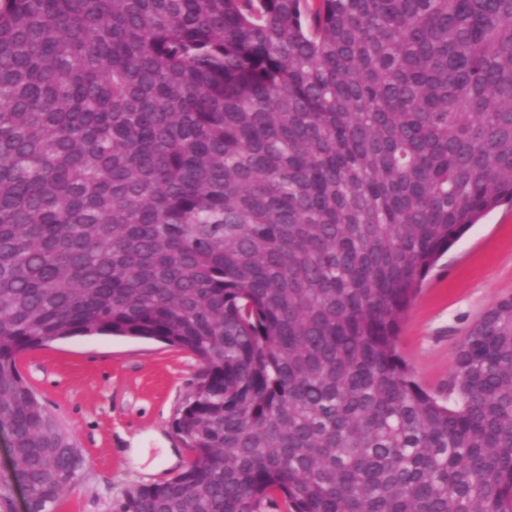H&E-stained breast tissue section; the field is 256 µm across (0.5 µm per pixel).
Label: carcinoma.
Returning <instances> with one entry per match:
<instances>
[{"label": "carcinoma", "instance_id": "1", "mask_svg": "<svg viewBox=\"0 0 512 512\" xmlns=\"http://www.w3.org/2000/svg\"><path fill=\"white\" fill-rule=\"evenodd\" d=\"M512 202V0H0V426L30 512L72 436L16 369L154 339L191 452L115 512H512V297L448 402L397 351L440 257Z\"/></svg>", "mask_w": 512, "mask_h": 512}]
</instances>
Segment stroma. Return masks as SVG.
<instances>
[{
  "label": "stroma",
  "mask_w": 512,
  "mask_h": 512,
  "mask_svg": "<svg viewBox=\"0 0 512 512\" xmlns=\"http://www.w3.org/2000/svg\"><path fill=\"white\" fill-rule=\"evenodd\" d=\"M512 297V207L485 215L438 261L405 312L397 349L415 380L446 398L456 352L471 326ZM22 378L74 438L82 464L54 512H112L128 487L163 483L182 472L190 454L173 422L200 381L190 352L157 340L77 336L23 352ZM157 458L176 448L174 465L136 462L134 443Z\"/></svg>",
  "instance_id": "stroma-1"
}]
</instances>
